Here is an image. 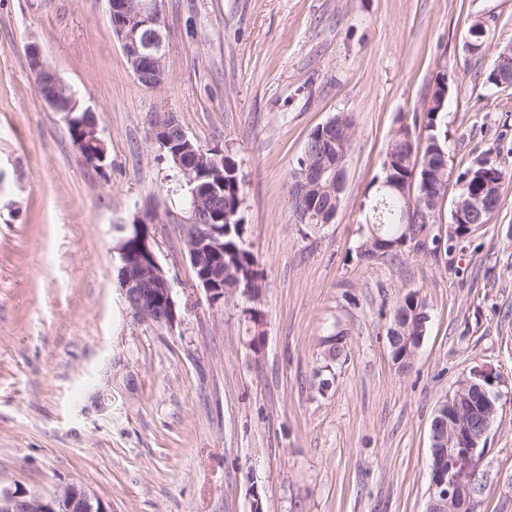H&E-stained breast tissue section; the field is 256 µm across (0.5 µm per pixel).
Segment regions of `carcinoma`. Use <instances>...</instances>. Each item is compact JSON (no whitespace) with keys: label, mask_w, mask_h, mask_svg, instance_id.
Segmentation results:
<instances>
[{"label":"carcinoma","mask_w":512,"mask_h":512,"mask_svg":"<svg viewBox=\"0 0 512 512\" xmlns=\"http://www.w3.org/2000/svg\"><path fill=\"white\" fill-rule=\"evenodd\" d=\"M448 92L447 74L437 78L433 89L431 107L423 115L424 135L410 134L405 137L395 133L388 146L383 172L378 182L371 204L370 224L378 227L380 236L388 250L363 252L358 258L365 264H371L379 257L393 254L405 242L416 239L427 224L436 222V214H431L428 222L415 223L410 220L419 200L444 196L448 181V141L442 130L439 104ZM213 150L224 153V165L216 168L203 164L196 172L194 186L206 184H224V264L243 269L245 280L240 282L239 292L247 295L245 289L256 287L260 273L252 252L246 247L242 201L244 184L239 175L235 154L229 146H215ZM416 181V195L403 194L400 188Z\"/></svg>","instance_id":"carcinoma-1"}]
</instances>
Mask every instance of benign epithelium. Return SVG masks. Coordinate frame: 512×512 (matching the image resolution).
I'll use <instances>...</instances> for the list:
<instances>
[{
    "instance_id": "1",
    "label": "benign epithelium",
    "mask_w": 512,
    "mask_h": 512,
    "mask_svg": "<svg viewBox=\"0 0 512 512\" xmlns=\"http://www.w3.org/2000/svg\"><path fill=\"white\" fill-rule=\"evenodd\" d=\"M109 15L112 33L122 51L134 65L138 81L151 87L165 80L164 36L159 0H111ZM28 66L34 83L45 103L55 112L66 115L68 125H76L78 144L89 146V161L99 164L107 159L105 141L100 136L95 111L89 107L75 115L80 102L57 71L43 58L39 46L26 45ZM492 81L498 86H512V49L506 48L497 58ZM161 126L154 128L155 144L169 148L183 141L185 130L175 128L174 113L160 114ZM336 158L319 154L304 163L300 186L305 192L329 197L341 196L344 188L347 150L336 141ZM483 184L477 195L461 194L453 207V223L467 229L493 214L499 192L498 182L483 171L477 174ZM195 206L206 211L208 223L185 224L182 246L197 275L195 287L204 290L209 303L224 302V208L220 190L211 186L204 191L193 189ZM153 217L145 212L135 223L119 225L114 250L118 254L120 290L127 309L138 319L172 327L177 322V304L172 282L161 266L153 248ZM430 319L427 308L416 306L409 313L394 312L388 340L399 367L414 362ZM499 375L493 367H473L441 399L430 429V492L425 512H472L479 492L480 466L488 436L499 415V395L493 385ZM0 512H109L105 503L88 489L66 484L48 493L26 490L0 492Z\"/></svg>"
}]
</instances>
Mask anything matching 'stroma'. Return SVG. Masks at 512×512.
<instances>
[{"label":"stroma","mask_w":512,"mask_h":512,"mask_svg":"<svg viewBox=\"0 0 512 512\" xmlns=\"http://www.w3.org/2000/svg\"><path fill=\"white\" fill-rule=\"evenodd\" d=\"M167 78L141 86L108 0H0V487L77 483L109 512H423L430 425L464 373L491 365L502 409L474 512H512V184L491 222L451 237L459 173L512 172V87L485 77L512 46V0H161ZM483 53L465 56L474 22ZM37 43L84 106L107 160L73 146L43 102ZM449 183L434 224L397 254L357 253L387 146L418 128L439 74ZM172 112L230 144L244 183L254 298L194 286L166 161L147 139ZM351 121L333 224L296 220L286 179L308 134ZM157 215L178 321L127 309L116 224ZM419 290L430 320L412 368L388 342Z\"/></svg>","instance_id":"obj_1"}]
</instances>
